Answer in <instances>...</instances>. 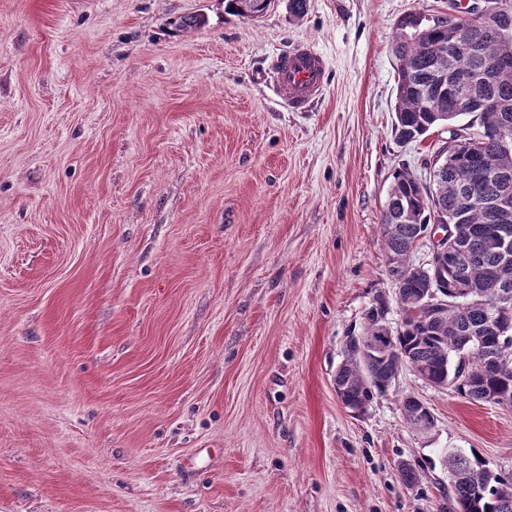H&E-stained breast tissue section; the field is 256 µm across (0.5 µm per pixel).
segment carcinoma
<instances>
[{
    "label": "carcinoma",
    "instance_id": "1",
    "mask_svg": "<svg viewBox=\"0 0 512 512\" xmlns=\"http://www.w3.org/2000/svg\"><path fill=\"white\" fill-rule=\"evenodd\" d=\"M270 5L271 0H225L226 11L247 17L264 14ZM450 8L452 14L446 17L410 14L400 23L394 45L393 130L398 141L413 142L470 114L472 119L455 133L464 146L444 142L438 147L442 170L429 184L405 170L397 173L381 217L388 275L401 283L407 303L432 289L449 301L440 310L428 311L427 324L393 330L394 341L379 350L373 344L382 341L388 308L384 299H377L367 312L363 334L347 337L345 357L334 378L338 399L351 410L385 392L405 362L470 401H487L504 392L512 397V311L495 321L490 314L497 297L512 298V259L486 246L487 236L502 223L490 202L501 193V180L507 181L512 196V146L501 143L502 123L512 124V29L478 31L474 52L448 50L456 38V16L496 10L512 15V0H452ZM457 76L471 82L460 84ZM484 163L498 175L485 180L486 199L479 201L469 190ZM443 217L458 219L461 251L434 280L410 264V253L418 238L430 234ZM402 414L420 432L435 425L411 396L402 400ZM445 466L450 512H512V474L493 471L474 452H450Z\"/></svg>",
    "mask_w": 512,
    "mask_h": 512
}]
</instances>
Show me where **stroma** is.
I'll use <instances>...</instances> for the list:
<instances>
[{
    "label": "stroma",
    "mask_w": 512,
    "mask_h": 512,
    "mask_svg": "<svg viewBox=\"0 0 512 512\" xmlns=\"http://www.w3.org/2000/svg\"><path fill=\"white\" fill-rule=\"evenodd\" d=\"M448 2L0 0V512H448L447 452L512 472V407L334 391L377 298L402 317L381 214L448 133L397 142L393 45ZM298 43L327 86L291 112ZM225 11L235 15L252 17L251 13H258L259 16L264 14L271 0H225ZM274 84L292 111L302 112L326 84L323 56L312 46L299 44L273 58ZM402 414L405 422L415 430L427 432L435 425L434 419H430L425 413L421 412L417 406L415 399L411 396L402 400Z\"/></svg>",
    "instance_id": "1"
}]
</instances>
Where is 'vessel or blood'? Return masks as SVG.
Segmentation results:
<instances>
[{"mask_svg": "<svg viewBox=\"0 0 512 512\" xmlns=\"http://www.w3.org/2000/svg\"><path fill=\"white\" fill-rule=\"evenodd\" d=\"M274 84L289 109L300 112L319 96L326 84L323 56L312 46L299 44L273 59Z\"/></svg>", "mask_w": 512, "mask_h": 512, "instance_id": "b4317fda", "label": "vessel or blood"}]
</instances>
